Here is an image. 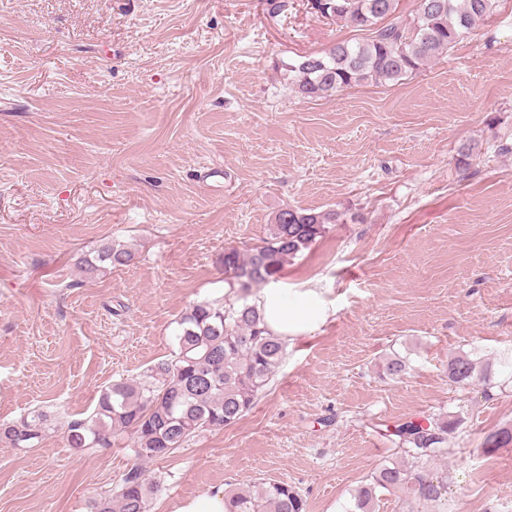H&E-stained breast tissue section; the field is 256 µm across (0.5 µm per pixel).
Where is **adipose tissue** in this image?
I'll return each mask as SVG.
<instances>
[{"instance_id":"1","label":"adipose tissue","mask_w":512,"mask_h":512,"mask_svg":"<svg viewBox=\"0 0 512 512\" xmlns=\"http://www.w3.org/2000/svg\"><path fill=\"white\" fill-rule=\"evenodd\" d=\"M265 326L284 343L312 333L325 324L331 311L320 288L297 287L288 281H272L253 300Z\"/></svg>"}]
</instances>
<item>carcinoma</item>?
<instances>
[{"label":"carcinoma","instance_id":"obj_1","mask_svg":"<svg viewBox=\"0 0 512 512\" xmlns=\"http://www.w3.org/2000/svg\"><path fill=\"white\" fill-rule=\"evenodd\" d=\"M496 0H420L414 15L397 13L398 0H312L320 16L371 32L362 42H337L329 49L288 65L289 85L306 98H328L348 87L400 81L449 50L489 16ZM341 219L334 209L314 212L288 207L278 211L261 243L241 251L224 250V281L240 305L204 300L190 306L178 320L177 349L154 363L139 379L114 381L102 391L92 414L67 423L66 439L79 452L112 445V437L129 432L134 455L142 462L161 460L196 433L235 424L269 385L285 344L264 326L248 303L253 286L270 281L289 259L322 237ZM131 250L106 244L92 260L99 265L127 266ZM504 381L512 382V361L495 364ZM491 363L479 364L467 354L448 361V379L471 386L490 379ZM408 362L390 357L386 376H399ZM458 425L444 413L410 419L394 426L391 442L402 460L376 469L353 495L346 512H379L382 496L394 495L402 507L440 499L443 483L430 463L448 458V434ZM48 428L47 415L35 412L0 427V437L14 448H32ZM512 443V429L490 433L484 451ZM159 490L142 468L130 469L112 495L90 501V512H147ZM227 512H306L299 490L280 480H262L225 495Z\"/></svg>","mask_w":512,"mask_h":512}]
</instances>
